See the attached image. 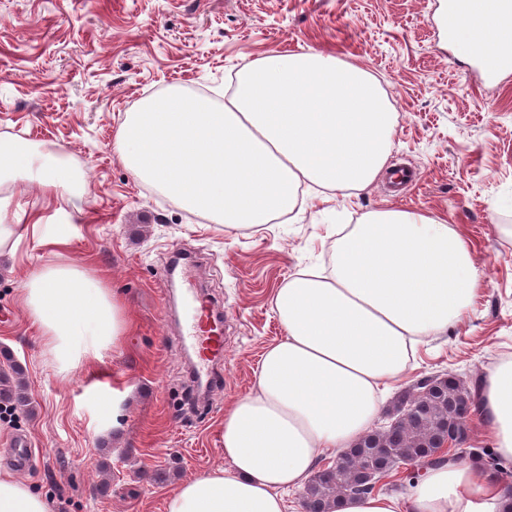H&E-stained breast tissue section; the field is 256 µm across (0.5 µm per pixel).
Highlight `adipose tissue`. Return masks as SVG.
Listing matches in <instances>:
<instances>
[{"instance_id": "1", "label": "adipose tissue", "mask_w": 512, "mask_h": 512, "mask_svg": "<svg viewBox=\"0 0 512 512\" xmlns=\"http://www.w3.org/2000/svg\"><path fill=\"white\" fill-rule=\"evenodd\" d=\"M512 53V12L484 26L459 20L455 43L477 38ZM395 116L361 67L310 49L243 65L224 107L179 90L142 100L119 127V157L138 181L208 223L255 228L293 213L309 185L367 189L384 169ZM35 183L82 196L83 173L62 156L0 136V185ZM330 271L304 270L277 288L285 334L264 352L254 391L224 414L225 466L184 480L166 512H285L320 452L342 453L369 431L380 393L417 344L445 333L483 286L472 251L440 216L392 208L342 226ZM27 317L59 374L99 358L128 334L124 301L94 269L49 262L22 288ZM481 425L512 465V359L483 378ZM0 512H48L45 498L0 471ZM337 512H512V490L482 461L434 467L405 494L344 500Z\"/></svg>"}]
</instances>
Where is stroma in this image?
<instances>
[{
	"instance_id": "35a3bbf8",
	"label": "stroma",
	"mask_w": 512,
	"mask_h": 512,
	"mask_svg": "<svg viewBox=\"0 0 512 512\" xmlns=\"http://www.w3.org/2000/svg\"><path fill=\"white\" fill-rule=\"evenodd\" d=\"M443 0H0V135L62 149L85 174L81 198L5 186L27 215L75 225L63 260L89 265L124 298L120 345L61 377L21 301L24 278L54 249L23 233L0 256V367L24 370L30 408L0 419V452L31 441L24 480L50 512H165L178 480L224 466V411L251 393L262 354L284 335L271 298L289 275L330 267L339 225L401 206L441 215L473 252L485 285L468 316L419 344L394 392L422 378L463 383L512 358V71L492 83L440 24ZM314 48L375 77L395 113L389 161L351 196L301 188L303 210L260 230L227 231L135 180L116 136L127 112L179 88L223 99L245 63ZM416 178L395 191L393 171ZM199 260L224 308L223 375L199 403L165 276L176 254ZM123 399L116 420L98 398ZM179 458V479L156 481ZM109 490L100 493L101 479Z\"/></svg>"
}]
</instances>
